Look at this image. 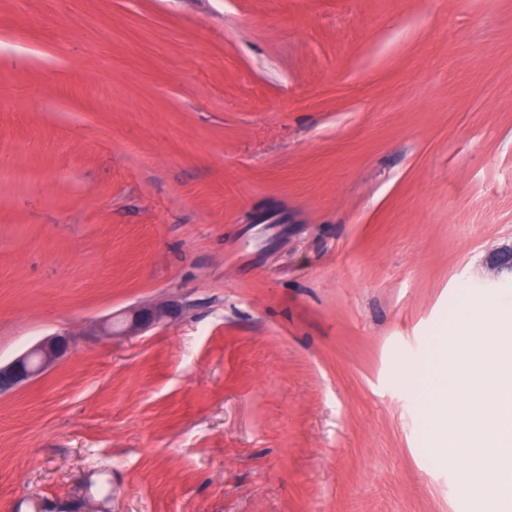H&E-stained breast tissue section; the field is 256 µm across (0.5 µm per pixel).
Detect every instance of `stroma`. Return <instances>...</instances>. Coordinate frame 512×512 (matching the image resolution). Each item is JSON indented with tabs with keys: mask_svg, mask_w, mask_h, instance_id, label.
<instances>
[{
	"mask_svg": "<svg viewBox=\"0 0 512 512\" xmlns=\"http://www.w3.org/2000/svg\"><path fill=\"white\" fill-rule=\"evenodd\" d=\"M1 165L0 512H466L398 370L512 294V0H0ZM176 312V307L167 302L137 306L129 311L125 327L121 331L116 332L112 328V324L101 323L92 335L97 336L99 333L102 336H112V338L116 335L136 336L168 320ZM75 339L63 332L40 342L11 363H0V393L17 388L36 377L75 349Z\"/></svg>",
	"mask_w": 512,
	"mask_h": 512,
	"instance_id": "obj_1",
	"label": "stroma"
}]
</instances>
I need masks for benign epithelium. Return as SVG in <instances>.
I'll return each instance as SVG.
<instances>
[{
  "label": "benign epithelium",
  "instance_id": "1",
  "mask_svg": "<svg viewBox=\"0 0 512 512\" xmlns=\"http://www.w3.org/2000/svg\"><path fill=\"white\" fill-rule=\"evenodd\" d=\"M497 275H512V244L493 252L486 261ZM176 307L167 302L141 305L129 311L125 327L117 332L112 325L101 323L95 333L102 336H136L171 318ZM75 349V339L70 334L57 333L40 342L11 363L0 365V393L17 388L36 377L52 364L67 357Z\"/></svg>",
  "mask_w": 512,
  "mask_h": 512
}]
</instances>
